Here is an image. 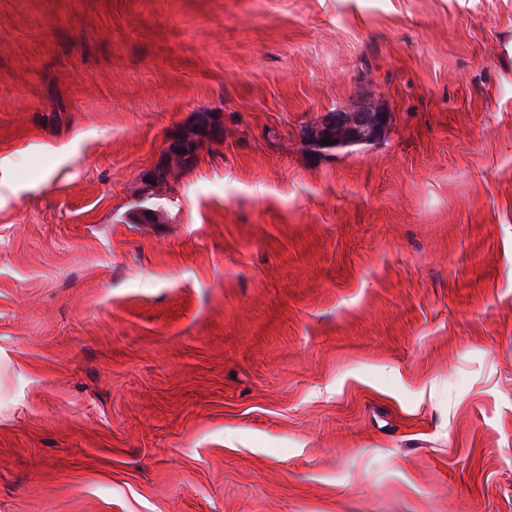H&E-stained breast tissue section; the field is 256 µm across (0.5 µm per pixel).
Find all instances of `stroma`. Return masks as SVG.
Segmentation results:
<instances>
[{"label":"stroma","mask_w":512,"mask_h":512,"mask_svg":"<svg viewBox=\"0 0 512 512\" xmlns=\"http://www.w3.org/2000/svg\"><path fill=\"white\" fill-rule=\"evenodd\" d=\"M0 512H512V0H0ZM330 122L336 124V147L349 146L376 139L387 124V116L383 113H376L364 125L357 123L352 117H335L331 118ZM366 126L369 129H366Z\"/></svg>","instance_id":"1"}]
</instances>
